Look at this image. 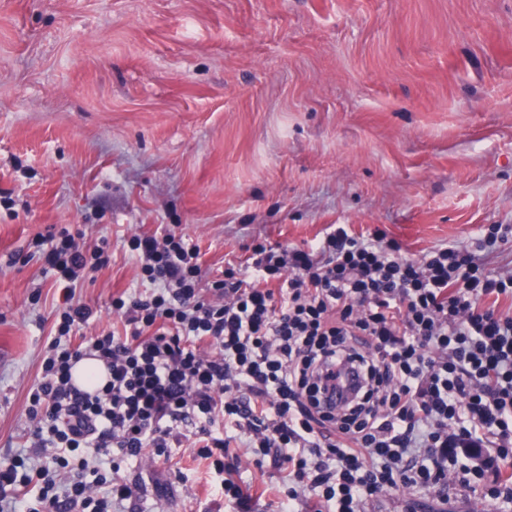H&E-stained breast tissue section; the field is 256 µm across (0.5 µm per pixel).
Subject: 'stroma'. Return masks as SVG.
Instances as JSON below:
<instances>
[{
	"instance_id": "35a3bbf8",
	"label": "stroma",
	"mask_w": 512,
	"mask_h": 512,
	"mask_svg": "<svg viewBox=\"0 0 512 512\" xmlns=\"http://www.w3.org/2000/svg\"><path fill=\"white\" fill-rule=\"evenodd\" d=\"M331 224L512 268V0H0V459L29 450L27 394L64 293L28 245L106 242L84 330L145 290L131 239L172 232L207 275L252 243ZM229 501L191 443L123 462L139 512H280L288 474L244 449ZM484 512L460 485L376 512Z\"/></svg>"
}]
</instances>
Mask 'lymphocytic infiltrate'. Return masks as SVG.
I'll use <instances>...</instances> for the list:
<instances>
[{
  "label": "lymphocytic infiltrate",
  "mask_w": 512,
  "mask_h": 512,
  "mask_svg": "<svg viewBox=\"0 0 512 512\" xmlns=\"http://www.w3.org/2000/svg\"><path fill=\"white\" fill-rule=\"evenodd\" d=\"M65 287L42 379L28 391L36 456L0 461V512H112L134 501L123 461L187 440L219 462L226 497L243 489L228 461L245 447L287 465L289 500L371 512L399 486L478 487L512 450V271L456 246L416 256L374 231L330 225L310 249L254 245L202 288L199 249L172 233L135 237L153 290L117 296L125 335L75 347L95 311L76 289L110 263L105 246L61 229L34 243ZM108 377L72 386L84 357Z\"/></svg>",
  "instance_id": "1"
}]
</instances>
